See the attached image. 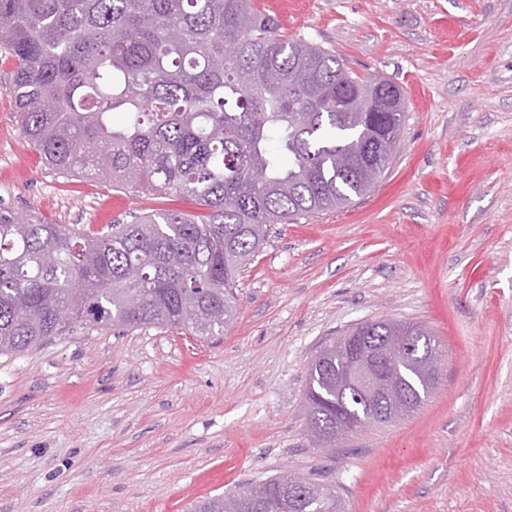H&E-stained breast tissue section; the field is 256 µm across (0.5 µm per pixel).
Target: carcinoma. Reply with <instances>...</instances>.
<instances>
[{
	"label": "carcinoma",
	"mask_w": 512,
	"mask_h": 512,
	"mask_svg": "<svg viewBox=\"0 0 512 512\" xmlns=\"http://www.w3.org/2000/svg\"><path fill=\"white\" fill-rule=\"evenodd\" d=\"M0 47L16 63L17 122L55 171L205 209L88 233L0 208V356L78 327L216 335L235 316L237 278L270 226L367 195L404 122L392 80L358 76L331 52L282 38L253 0H0ZM355 329L417 337L392 371L407 413L417 410L433 387L421 369L433 335L389 319ZM306 402L308 429L328 446L340 419L362 428L385 423L388 411L336 388V365L316 360ZM338 507L336 487L317 477L298 488L274 477L193 512Z\"/></svg>",
	"instance_id": "1"
}]
</instances>
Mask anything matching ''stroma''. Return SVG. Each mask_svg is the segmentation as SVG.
<instances>
[{
    "instance_id": "1",
    "label": "stroma",
    "mask_w": 512,
    "mask_h": 512,
    "mask_svg": "<svg viewBox=\"0 0 512 512\" xmlns=\"http://www.w3.org/2000/svg\"><path fill=\"white\" fill-rule=\"evenodd\" d=\"M281 34L382 74L405 124L371 193L271 225L223 332L84 328L0 357V512H188L320 475L344 512H512V0H256ZM0 48V201L106 230L169 209L52 170L22 134ZM429 329L439 381L408 418L321 448L320 347L368 320Z\"/></svg>"
}]
</instances>
